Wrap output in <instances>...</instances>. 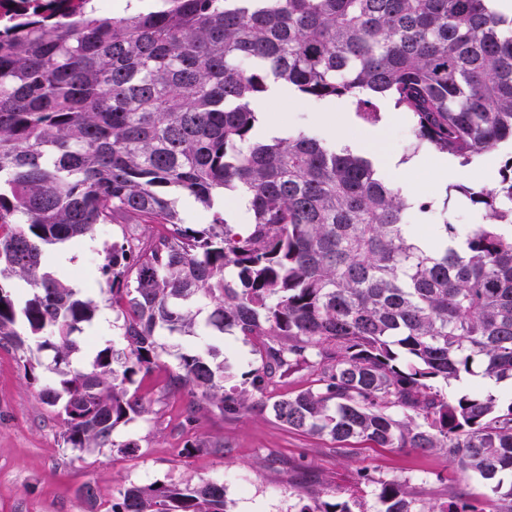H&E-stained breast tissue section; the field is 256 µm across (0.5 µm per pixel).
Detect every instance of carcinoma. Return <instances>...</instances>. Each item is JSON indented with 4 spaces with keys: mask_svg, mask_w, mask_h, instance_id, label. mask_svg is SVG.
<instances>
[{
    "mask_svg": "<svg viewBox=\"0 0 512 512\" xmlns=\"http://www.w3.org/2000/svg\"><path fill=\"white\" fill-rule=\"evenodd\" d=\"M74 14L35 8L0 22V346L50 350L58 379L44 403L79 458L117 448V426L148 412L134 388L159 360L161 332L238 334L257 364L241 390L209 344L177 356L164 394L199 397L185 423L269 411L288 428L349 447L435 451L492 493L480 510L459 488L438 506L405 481L376 482L379 512H512V401L474 386L512 381V155L494 189L461 186L486 223L466 235L407 223L431 204L407 202L374 163L317 136L262 139L253 103L280 83L313 100L349 98L379 119L389 97L415 135L467 165L512 145V17L489 0H158L113 15L81 0ZM176 188L212 211L188 224ZM244 190L251 222L213 210ZM98 224L100 275L121 342L76 369L74 333L97 305L42 271L47 247L82 241ZM134 224H156L148 236ZM34 293L18 309L4 282ZM22 320L26 333L16 329ZM307 371L312 384L272 399ZM104 512H232L214 482L130 484ZM297 512H352L331 496ZM478 382L485 389L491 390L500 396H504L503 399L509 401L510 396L512 395L511 384L510 383H500L496 384L493 381L478 379L477 381L473 379H464L460 382H451L450 385H446L445 383H440V389L448 396L454 395L459 389L472 386L474 383Z\"/></svg>",
    "mask_w": 512,
    "mask_h": 512,
    "instance_id": "carcinoma-1",
    "label": "carcinoma"
}]
</instances>
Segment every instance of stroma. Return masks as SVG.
I'll use <instances>...</instances> for the list:
<instances>
[{
    "mask_svg": "<svg viewBox=\"0 0 512 512\" xmlns=\"http://www.w3.org/2000/svg\"><path fill=\"white\" fill-rule=\"evenodd\" d=\"M336 126L326 129L315 101L298 94L258 100L254 109L270 115L277 132L316 133L328 142L346 136L364 143L370 123L360 119L349 99H341ZM379 123L386 134L382 141L365 147L363 154L376 165L399 156L421 157L419 167L400 171L399 180L433 200L432 211L419 220L418 230L433 224L474 228L485 221L482 211L457 201L456 186L496 187L503 150L492 151L462 167L460 176L439 175L441 155L418 143L410 114L394 108L390 101L378 103ZM116 236L115 226L97 225L94 235L78 243L57 245L47 250L46 271L92 299L97 316L86 331L73 364L88 367L93 349L117 339L115 315L107 301L106 285L98 279L103 261L102 246ZM35 372H26L19 352L0 347V512H90L79 495L86 483L96 487L99 503L129 484L153 482L222 484L233 512H296L300 496L355 499V512H376L375 495L361 483L359 471L369 468L375 476L407 482L413 496L428 504H440L456 487H464L477 506H484L490 491L477 477L458 483L449 460L437 453L411 448H380L361 443L349 449L312 434L289 430L271 413L227 419L217 409L197 413L191 431L181 422L191 401L181 392L160 397L176 368L170 355H163L151 372L136 385L147 401L148 413L114 432L116 441H137V456L128 457L110 448L87 452L83 460L71 459L60 436L57 418L39 397L42 382L52 378L50 352L39 354ZM220 441L225 454L200 450L182 455L189 434Z\"/></svg>",
    "mask_w": 512,
    "mask_h": 512,
    "instance_id": "stroma-1",
    "label": "stroma"
}]
</instances>
